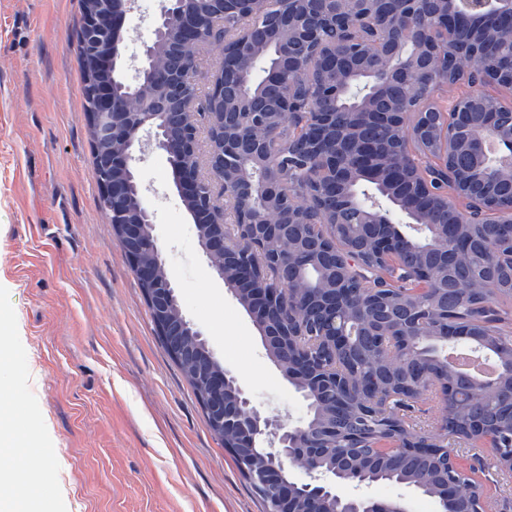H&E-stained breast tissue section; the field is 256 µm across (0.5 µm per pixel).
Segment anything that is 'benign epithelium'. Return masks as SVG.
I'll return each mask as SVG.
<instances>
[{
	"instance_id": "1",
	"label": "benign epithelium",
	"mask_w": 512,
	"mask_h": 512,
	"mask_svg": "<svg viewBox=\"0 0 512 512\" xmlns=\"http://www.w3.org/2000/svg\"><path fill=\"white\" fill-rule=\"evenodd\" d=\"M96 13L81 19L87 37L80 51L95 64L101 78L91 82L89 119L93 144L108 147L103 167L119 174L98 181L104 206L111 212L117 239L140 278L150 285L149 303L156 325L169 351L179 355L183 336H197L205 363L216 361L203 332L184 313L175 322L168 310L180 306L176 286L169 276L157 278L165 267L155 234L153 215L142 204L127 205L134 197L143 200L134 151L142 134L153 136L158 149L173 165L175 188L184 204L201 197L208 185L205 205L215 231L201 239L209 262L217 255L232 259L231 267L217 275L243 304L256 324L267 353L277 365L287 359V380L297 385L305 399L310 396L338 398L336 413H349L376 400L378 385L341 383L335 366L319 359L301 341L307 335V311L313 320L327 324L338 311H351L361 336L399 337L390 354L408 359L422 353L425 342L455 345L466 341L494 355L500 373L491 382L478 381L448 366L451 380L432 379L426 391H436L453 403L479 391L494 392L512 383V345L490 348L481 339L450 321H466L454 296L436 302L438 289L432 281L418 278L422 258L440 253L454 261L469 255L474 238L466 234L478 225L484 242L496 241L500 226L512 224V102L479 91L458 97L444 111L425 93L429 74L449 60L469 85L497 84L512 88V68L491 71L477 65L481 45L487 40L512 44V0H278L267 10L268 0H213L224 13V45L229 57L215 70L204 104V127L189 128L185 116L196 108L186 76L193 59L181 55V47L197 50L208 46L207 16L188 7V0H162L154 22V39L134 64L135 77L125 76L128 64L121 52L122 21L134 10L135 0H95ZM488 15L506 24L476 27L467 40L457 29ZM263 70L264 94L248 89L253 71ZM298 113L300 126L288 128V141L303 145V152L288 154V169L277 164L276 148L282 143L276 113ZM385 117L386 134L375 137L369 116ZM385 156L383 173L363 174L368 154ZM408 170L418 188L429 198L421 209L409 203L403 209L413 232L404 234L392 225L391 210L373 193L363 199L357 187L368 179L373 188L393 194L385 174ZM303 171L306 180L285 187V172ZM320 188L315 203L323 223L341 230L357 215L361 231L344 236L342 258L325 240L300 236L285 254L269 252L271 242L310 222L307 213L287 203V194L298 188ZM153 253L155 263L142 261V252ZM374 257L363 274L381 278V267L402 258V268L415 280L401 315L388 317L387 303L370 290H350L356 263ZM312 262L327 275L312 301L305 305L285 297L280 289L254 278L252 263L288 271L292 265ZM489 263L512 264V247H494ZM288 310V326L276 327L273 312ZM321 343L331 351L352 357L353 337L336 331L322 333ZM209 412L232 437L231 448L242 458L268 448L269 468L252 474L254 484L273 490L272 512H406L399 500L349 495L340 488L369 485L347 447L336 449V464L328 469L323 449L336 438V419L324 418L323 434L312 435L314 423L286 426L253 405L238 378L224 369L210 378ZM493 410L471 421L461 438L483 443L499 456L512 441V425L505 430L492 422ZM393 441L392 447H423L430 436L409 438L399 426L372 433L370 440ZM504 467H512V448ZM449 465L459 477L477 483L471 512H512L511 499H498L482 482L476 468H464L455 455ZM301 469L307 478L285 477L288 466ZM431 496L440 512H457L459 484L449 481Z\"/></svg>"
}]
</instances>
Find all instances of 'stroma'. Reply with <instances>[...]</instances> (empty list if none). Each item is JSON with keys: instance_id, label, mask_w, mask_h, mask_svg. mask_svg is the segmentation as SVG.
<instances>
[{"instance_id": "1", "label": "stroma", "mask_w": 512, "mask_h": 512, "mask_svg": "<svg viewBox=\"0 0 512 512\" xmlns=\"http://www.w3.org/2000/svg\"><path fill=\"white\" fill-rule=\"evenodd\" d=\"M160 4L140 0L127 16L125 57L152 41ZM79 17L80 0H0V356L22 441L18 512H262L99 207ZM135 155L184 313L255 405L304 422L307 401L209 267L165 154L145 141Z\"/></svg>"}]
</instances>
